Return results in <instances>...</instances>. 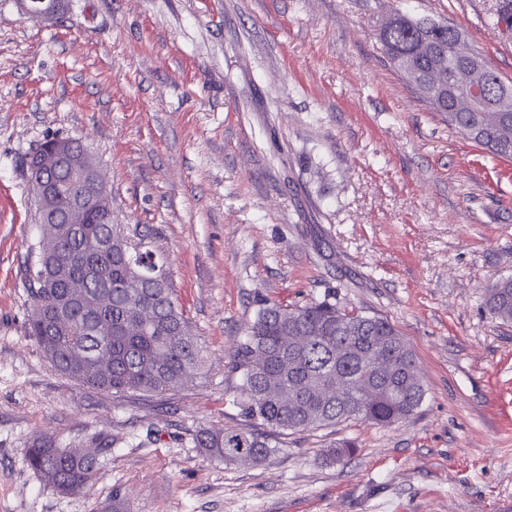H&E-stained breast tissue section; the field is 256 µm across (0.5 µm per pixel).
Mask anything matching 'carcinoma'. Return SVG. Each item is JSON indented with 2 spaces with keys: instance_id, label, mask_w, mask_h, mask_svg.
I'll return each mask as SVG.
<instances>
[{
  "instance_id": "cac0c4a2",
  "label": "carcinoma",
  "mask_w": 512,
  "mask_h": 512,
  "mask_svg": "<svg viewBox=\"0 0 512 512\" xmlns=\"http://www.w3.org/2000/svg\"><path fill=\"white\" fill-rule=\"evenodd\" d=\"M380 42L400 74H419L415 92L448 119V128L512 158V84L506 94L494 86L483 103L463 106L468 86L457 43L480 59L486 79L504 80L458 27L398 12ZM424 43L436 52L421 55ZM434 70L442 73L438 84L426 81ZM145 238L110 219L44 224L37 259L25 268L32 302L27 335L59 372L93 389L161 395L203 374L202 347ZM54 263L68 272L50 292L42 273ZM485 307L492 318L512 323V277L489 289ZM228 369L239 378L233 403L245 424L196 434L201 453L224 463L267 461L275 452L272 437L283 431L351 420L391 425L413 415L426 394L415 353L392 322L326 300L264 305L235 344ZM103 451L59 448L44 437L32 442L27 460L47 487L73 494L95 480Z\"/></svg>"
}]
</instances>
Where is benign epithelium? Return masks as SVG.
<instances>
[{"label":"benign epithelium","mask_w":512,"mask_h":512,"mask_svg":"<svg viewBox=\"0 0 512 512\" xmlns=\"http://www.w3.org/2000/svg\"><path fill=\"white\" fill-rule=\"evenodd\" d=\"M63 162L69 165L83 191L75 193L48 178L51 171ZM35 169L40 174V197L44 206L53 214L63 210L65 223H86L92 205L104 213L109 211L108 192L100 169L77 140L59 141L54 148L38 155Z\"/></svg>","instance_id":"benign-epithelium-1"}]
</instances>
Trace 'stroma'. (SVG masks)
Masks as SVG:
<instances>
[{
    "instance_id": "1",
    "label": "stroma",
    "mask_w": 512,
    "mask_h": 512,
    "mask_svg": "<svg viewBox=\"0 0 512 512\" xmlns=\"http://www.w3.org/2000/svg\"><path fill=\"white\" fill-rule=\"evenodd\" d=\"M500 0H71L60 23L0 0V512H504L512 506V158L449 129L390 66L393 14L466 32L512 81ZM81 140L116 224H146L203 349L187 389L113 394L54 369L26 334L41 229L22 166ZM329 300L388 318L426 394L389 427L276 435L260 465L195 448L240 428L227 368L262 303ZM107 443L84 491L46 488L33 439ZM351 441L355 453L325 460ZM485 307L492 318L512 323V277L501 278L489 289Z\"/></svg>"
}]
</instances>
